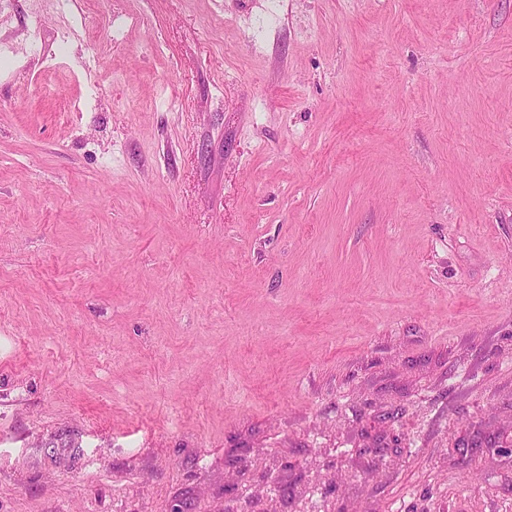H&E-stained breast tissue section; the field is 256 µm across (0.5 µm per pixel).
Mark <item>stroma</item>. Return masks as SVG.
I'll return each instance as SVG.
<instances>
[{
    "mask_svg": "<svg viewBox=\"0 0 512 512\" xmlns=\"http://www.w3.org/2000/svg\"><path fill=\"white\" fill-rule=\"evenodd\" d=\"M270 7L0 10V512H512V0Z\"/></svg>",
    "mask_w": 512,
    "mask_h": 512,
    "instance_id": "1",
    "label": "stroma"
}]
</instances>
